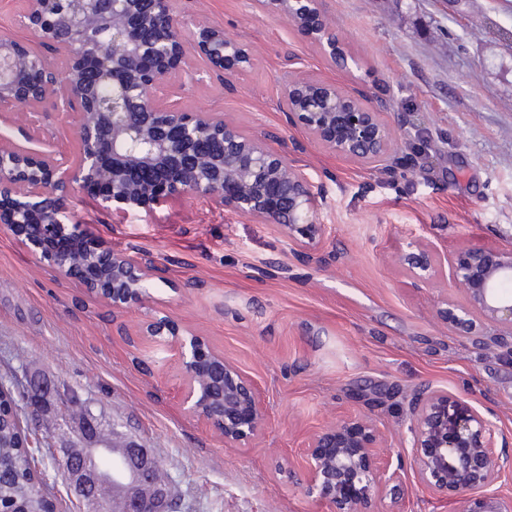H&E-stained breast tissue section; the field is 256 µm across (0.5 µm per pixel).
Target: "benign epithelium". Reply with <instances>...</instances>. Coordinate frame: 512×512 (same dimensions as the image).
I'll return each instance as SVG.
<instances>
[{"mask_svg":"<svg viewBox=\"0 0 512 512\" xmlns=\"http://www.w3.org/2000/svg\"><path fill=\"white\" fill-rule=\"evenodd\" d=\"M21 25L64 57L57 68L28 44L0 39V109L31 110L51 100L62 113L78 116V154L0 145V224L24 237L61 275L77 279L112 306L129 308L147 297V270L112 251L104 241L69 223L66 196L84 192L105 208L129 213L151 210L173 196L215 198L244 215L280 225L292 240L312 243L324 233L316 223L311 182L288 158L248 137L209 112H188L158 97L162 84L184 72L188 53L202 54L226 77L252 64L248 48L206 22L194 29L175 11L173 0H27ZM288 18L317 43L330 63L347 65L333 22L319 0H259ZM112 85V101L99 88ZM284 100L293 120L326 150L345 158L376 161L393 147L382 114L361 96L342 93L322 80L288 83ZM48 237L80 242L78 250H42ZM415 285L438 275L425 246L397 257ZM512 251L464 249L454 259L452 298L441 319L466 334L477 324L512 335ZM144 333L171 337L184 373L183 406L224 437V447L242 448L263 433L267 414L254 384L233 363L202 348L198 338L178 337L164 318L146 322ZM68 410L80 403L75 391H56L44 378L25 385L28 422L51 409L52 397ZM411 461L417 479L440 497L470 503L465 512H512V500L493 503L485 488L512 472V455L495 450L494 423L462 394L428 387L409 409ZM80 448H58L55 463L69 478L72 497L82 503L109 500L120 489L113 512H173V491L160 462L135 444L112 448L116 474L95 465L103 445L101 421L79 412ZM380 439L369 418L331 422L310 438L304 457L305 492L333 512H374L394 493L401 468L380 461Z\"/></svg>","mask_w":512,"mask_h":512,"instance_id":"1","label":"benign epithelium"}]
</instances>
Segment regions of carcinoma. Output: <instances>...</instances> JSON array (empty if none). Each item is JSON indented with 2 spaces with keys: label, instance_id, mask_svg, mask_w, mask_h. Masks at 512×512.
<instances>
[{
  "label": "carcinoma",
  "instance_id": "carcinoma-1",
  "mask_svg": "<svg viewBox=\"0 0 512 512\" xmlns=\"http://www.w3.org/2000/svg\"><path fill=\"white\" fill-rule=\"evenodd\" d=\"M16 399H0V512H49L50 491L39 485L23 448Z\"/></svg>",
  "mask_w": 512,
  "mask_h": 512
}]
</instances>
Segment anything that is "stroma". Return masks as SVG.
Listing matches in <instances>:
<instances>
[{"instance_id": "stroma-1", "label": "stroma", "mask_w": 512, "mask_h": 512, "mask_svg": "<svg viewBox=\"0 0 512 512\" xmlns=\"http://www.w3.org/2000/svg\"><path fill=\"white\" fill-rule=\"evenodd\" d=\"M348 58L332 66L286 17L256 0H178L187 23L224 30L254 63L224 77L198 53L166 101L224 118L301 168L326 230L301 247L278 225L207 197L175 196L118 213L72 195L75 223L149 270V296L115 309L60 276L9 229L0 230V383L37 373L76 388L104 431L159 458L176 512H331L305 493L310 437L329 422L371 416L381 454L402 468L380 512H464L415 478L409 403L424 387L465 395L512 443V347L480 326L484 345L438 316L454 256L512 250V0H320ZM335 83L381 112L394 148L375 163L326 151L291 122V78ZM77 120L0 113V143L77 152ZM429 244L442 274L415 286L395 263ZM235 363L256 385L268 426L228 448L180 406L177 351L155 352L144 322ZM38 469L56 512H79L47 446L82 444L78 420L51 410L36 431Z\"/></svg>"}]
</instances>
